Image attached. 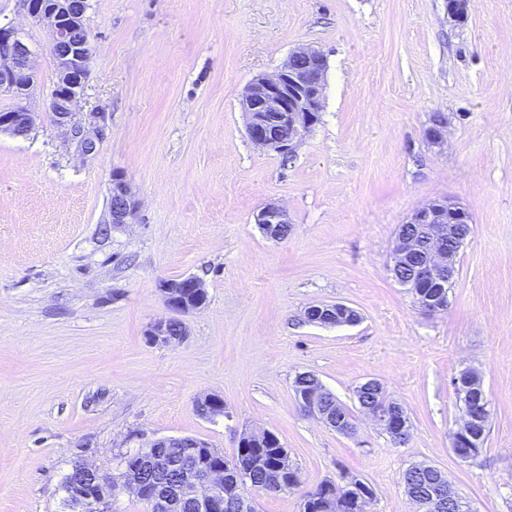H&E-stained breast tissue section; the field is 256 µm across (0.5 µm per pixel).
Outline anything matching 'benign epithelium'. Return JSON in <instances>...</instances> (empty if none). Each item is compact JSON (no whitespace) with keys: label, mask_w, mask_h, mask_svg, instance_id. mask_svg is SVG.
<instances>
[{"label":"benign epithelium","mask_w":512,"mask_h":512,"mask_svg":"<svg viewBox=\"0 0 512 512\" xmlns=\"http://www.w3.org/2000/svg\"><path fill=\"white\" fill-rule=\"evenodd\" d=\"M26 16L46 28L51 40L49 50L58 69L57 81L47 103L54 123L72 133L78 139V149L84 156L97 150L96 141L85 133L76 122L75 107L81 98L92 60V38L85 27L88 0H23ZM327 61L324 54L312 47L292 50L277 72L252 79L245 87L241 99V111L246 118V129L251 141L262 149L275 152L289 151L297 139L317 119L322 110L326 83ZM36 81L33 52L15 26H0V94L14 99L11 110L0 113V135L13 137L31 132L38 113L27 104L30 91ZM138 202L127 181L122 177L112 180L110 223L130 224L137 212ZM255 223L274 240L281 239L279 225L289 223L288 211L277 202H268L255 215ZM409 224H423L426 229L424 260L416 267L414 276L399 281L402 286L417 288L420 308L428 313H438L448 306V287L456 276L457 252L448 250V235L457 224L471 223L469 211L453 200L435 201L416 209L407 219ZM419 243L397 234L393 260L389 271L396 276L403 257L416 249ZM204 290L203 282L184 277L167 280L161 284L165 305L172 311L187 315L201 308L190 307L182 302V290ZM425 288H438L440 292L428 296ZM340 316L343 325H354L359 315L352 307L314 304L305 311V319L316 323L332 314ZM172 319H160L147 330L148 339L166 345L181 343L187 330L175 335L170 329ZM453 387L462 408L461 422L452 438V451L466 460L478 454L484 445L482 421L487 411V401L482 393L479 378L471 373L458 375ZM383 391L375 380L363 382L357 388L362 411L381 426L394 441H404L410 434V425L402 407L393 401L365 399L367 389ZM296 398L304 411L319 418L339 433L349 435L355 431L351 422L333 414L325 404L322 389L314 383L299 387ZM78 467L97 474L89 484L69 488L66 499L68 512H86L93 507L97 512H112V498L106 489L104 470L92 464L80 463ZM183 481L168 495H160L146 488L134 477H127L122 489L143 499L149 512H173L174 508L188 501L196 512H222L224 508V483L234 478L242 480V472L222 463L211 464L201 460L180 464ZM419 512H441L442 505L450 502L458 512L466 509L464 501L455 489L440 477L422 494L412 493L405 487Z\"/></svg>","instance_id":"benign-epithelium-1"}]
</instances>
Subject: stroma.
I'll return each instance as SVG.
<instances>
[{"mask_svg":"<svg viewBox=\"0 0 512 512\" xmlns=\"http://www.w3.org/2000/svg\"><path fill=\"white\" fill-rule=\"evenodd\" d=\"M23 0L0 25L35 52V129L0 136V512H64L61 484L87 461L114 471L149 439L194 436L232 458L246 431L275 433L298 487L250 492L256 512H302L324 481L361 480L367 512H418L403 486L440 469L471 512H512V0H90L94 55L76 119L101 130L82 156L46 109L50 35ZM327 58L323 109L292 153L256 147L245 86L296 47ZM444 142L429 138L437 113ZM138 210L109 221L114 176ZM464 205L473 234L446 310H421L389 267L417 208ZM271 201L291 222L274 241L254 221ZM194 276L205 307L185 340L149 341L168 317L163 281ZM344 303L353 326L304 318ZM476 371L490 412L478 456L451 450V379ZM314 374L352 435L299 405ZM382 384L410 424L406 444L366 418L355 391ZM223 414L204 418V395Z\"/></svg>","mask_w":512,"mask_h":512,"instance_id":"1","label":"stroma"}]
</instances>
